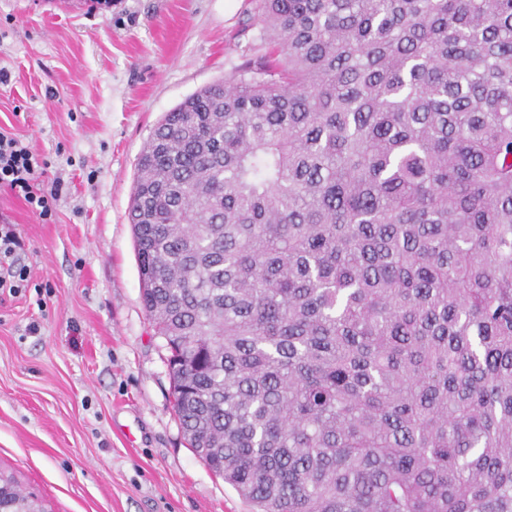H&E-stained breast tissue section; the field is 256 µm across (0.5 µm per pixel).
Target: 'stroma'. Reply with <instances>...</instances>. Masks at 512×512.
Masks as SVG:
<instances>
[{"instance_id":"35a3bbf8","label":"stroma","mask_w":512,"mask_h":512,"mask_svg":"<svg viewBox=\"0 0 512 512\" xmlns=\"http://www.w3.org/2000/svg\"><path fill=\"white\" fill-rule=\"evenodd\" d=\"M254 0H0V130L64 180L0 188L29 286L0 292V471L48 512H256L189 447L128 219L166 112L264 54Z\"/></svg>"}]
</instances>
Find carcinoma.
Instances as JSON below:
<instances>
[{
    "label": "carcinoma",
    "instance_id": "cac0c4a2",
    "mask_svg": "<svg viewBox=\"0 0 512 512\" xmlns=\"http://www.w3.org/2000/svg\"><path fill=\"white\" fill-rule=\"evenodd\" d=\"M256 20L131 196L190 447L258 512H512V0Z\"/></svg>",
    "mask_w": 512,
    "mask_h": 512
}]
</instances>
